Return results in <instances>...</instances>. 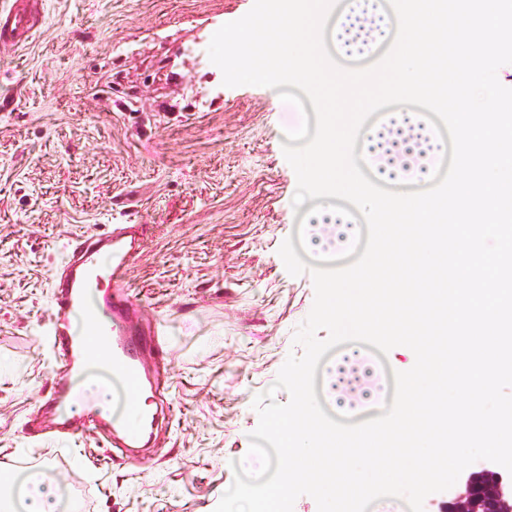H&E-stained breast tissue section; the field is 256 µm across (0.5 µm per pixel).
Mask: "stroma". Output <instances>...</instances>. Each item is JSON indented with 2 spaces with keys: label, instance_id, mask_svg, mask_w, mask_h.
Returning <instances> with one entry per match:
<instances>
[{
  "label": "stroma",
  "instance_id": "stroma-1",
  "mask_svg": "<svg viewBox=\"0 0 512 512\" xmlns=\"http://www.w3.org/2000/svg\"><path fill=\"white\" fill-rule=\"evenodd\" d=\"M253 0H45L44 27L0 52V458L55 455L85 512H214L254 465L252 406L314 301L278 254L297 177L277 90L227 87L208 33ZM145 224L126 284L167 337L170 412L129 459L88 435L26 432L53 375L44 342L59 246Z\"/></svg>",
  "mask_w": 512,
  "mask_h": 512
}]
</instances>
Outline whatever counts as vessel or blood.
<instances>
[{"mask_svg":"<svg viewBox=\"0 0 512 512\" xmlns=\"http://www.w3.org/2000/svg\"><path fill=\"white\" fill-rule=\"evenodd\" d=\"M45 0H8L0 7V48H19L30 42L44 23ZM144 227L116 224L110 231L74 233L62 243L69 260L52 281L50 336L57 365L50 388L40 402L37 415L53 433L71 435L83 429L107 430L116 448L138 447L153 427L147 412L130 409L112 416L93 398L77 393L76 377L97 367L127 384L132 399L151 396L162 401L155 370V357L165 353L166 338L154 330L153 345L141 343L130 326L142 305L125 285L126 271L141 247ZM110 264H102V256ZM104 288L100 305L106 312L104 325L95 327L94 339L76 334L73 318L88 309L92 284Z\"/></svg>","mask_w":512,"mask_h":512,"instance_id":"vessel-or-blood-1","label":"vessel or blood"}]
</instances>
